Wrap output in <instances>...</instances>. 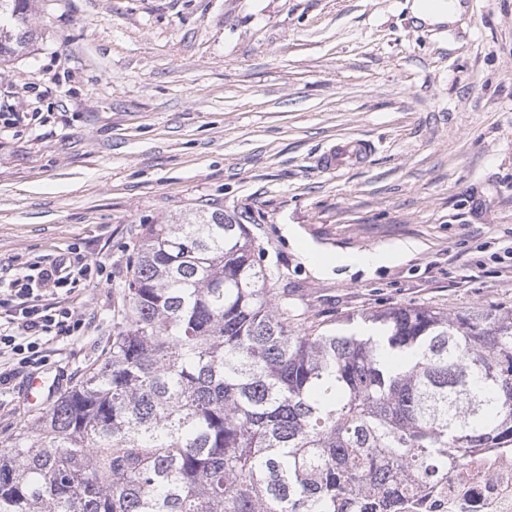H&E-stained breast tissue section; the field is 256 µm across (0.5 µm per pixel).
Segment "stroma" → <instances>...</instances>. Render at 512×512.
Segmentation results:
<instances>
[{
    "label": "stroma",
    "mask_w": 512,
    "mask_h": 512,
    "mask_svg": "<svg viewBox=\"0 0 512 512\" xmlns=\"http://www.w3.org/2000/svg\"><path fill=\"white\" fill-rule=\"evenodd\" d=\"M463 5L422 25L408 0H36V41L0 65L28 115L0 125V279L72 251L112 276L66 301L88 330L0 390V441L43 413L28 377L58 397L101 360L141 226L204 204L248 212L278 287L326 325L512 308V0ZM354 139L365 162L322 167Z\"/></svg>",
    "instance_id": "obj_1"
}]
</instances>
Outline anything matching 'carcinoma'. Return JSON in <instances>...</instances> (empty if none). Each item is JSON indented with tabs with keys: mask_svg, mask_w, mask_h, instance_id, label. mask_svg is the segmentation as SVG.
Segmentation results:
<instances>
[{
	"mask_svg": "<svg viewBox=\"0 0 512 512\" xmlns=\"http://www.w3.org/2000/svg\"><path fill=\"white\" fill-rule=\"evenodd\" d=\"M0 0V64L35 39ZM245 212L141 229L108 355L0 441V512H396L512 445V309L315 323Z\"/></svg>",
	"mask_w": 512,
	"mask_h": 512,
	"instance_id": "1",
	"label": "carcinoma"
}]
</instances>
